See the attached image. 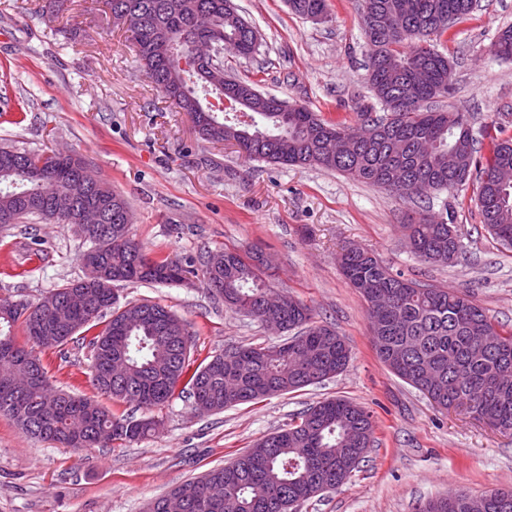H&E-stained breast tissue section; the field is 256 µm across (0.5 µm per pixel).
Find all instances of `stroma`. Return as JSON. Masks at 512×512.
<instances>
[{"label": "stroma", "mask_w": 512, "mask_h": 512, "mask_svg": "<svg viewBox=\"0 0 512 512\" xmlns=\"http://www.w3.org/2000/svg\"><path fill=\"white\" fill-rule=\"evenodd\" d=\"M45 0H0V146L66 150L84 159L129 203L130 237L149 252L201 261L222 248L258 249L275 266L273 291L303 301L351 348L342 373L298 392L203 414L186 395L158 409L159 432L127 446L73 450L34 439L0 417V512H144L146 502L224 465L288 423L307 404L343 397L369 410L375 444L343 486L302 512H415L428 498L512 489V436L466 411L437 408L377 358L364 298L337 263L342 247L369 249L393 270L464 290L495 324L512 328V250L482 222L476 183L429 194L431 214L457 225L458 263L432 266L408 249V205L383 189L315 168L249 162L202 139L185 113L147 77L125 26L100 0H67L46 23ZM258 32L259 53L224 58V70L257 90L355 125L374 105L361 0H329L325 19L291 11L288 0H231ZM437 48L453 65L455 91L438 99L484 129L512 137V60L490 52L512 27V0H479ZM90 247L73 225H0V298L36 301L83 274ZM120 302L149 299L188 321L196 361L238 344H276L260 322L225 307L198 279L120 283ZM41 359L60 390L92 395V363L71 346Z\"/></svg>", "instance_id": "1"}]
</instances>
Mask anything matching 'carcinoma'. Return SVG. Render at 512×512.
<instances>
[{"label":"carcinoma","instance_id":"1","mask_svg":"<svg viewBox=\"0 0 512 512\" xmlns=\"http://www.w3.org/2000/svg\"><path fill=\"white\" fill-rule=\"evenodd\" d=\"M110 14L127 16L136 54L156 88L192 120L197 133L236 147L241 157L284 166L315 167L381 188L408 204L417 199L399 192V181L421 180L434 191L464 186L448 172V151L459 154L468 176L478 177V207L490 233L512 248V183L503 184L497 172H512V137L490 138L486 163L478 150L466 112L436 106L453 86L448 57L434 41L452 24L472 15V0H362L364 35L376 37L378 50L367 64L368 82L378 104L359 113L356 129L322 118L302 105L285 106L273 97L254 95L238 114L208 107V98L235 92L249 82L179 69L175 61L197 34H227L224 51L238 57L257 54L252 30L226 0H104ZM302 16L324 13L328 0H289ZM491 52L512 59V28L498 36ZM79 157L55 152L32 153L0 147V224H27L34 219L72 223L53 205L51 183L72 190L66 176L80 166ZM41 168V180L23 176L22 167ZM103 205V221L110 228L92 241L100 262L111 277L107 287L88 274L48 291L38 302L0 298V416L34 438L63 448H107L132 443L156 432L160 421L136 419L85 395L62 393L51 400L40 386L22 394L9 391L12 369L25 363L47 376L39 345L38 318L49 320V306L65 302L81 291L95 308L87 319L82 311L74 329L53 334L51 347L78 344L86 349L94 388L114 404L134 403L149 412L168 403L180 391L195 410L221 412L226 408L291 393L315 384L295 363L292 344L306 343L321 351L319 381L336 376L351 360V349L331 326L315 320L313 310L290 296L288 304L270 309L264 295L272 271L260 257L238 249H223L224 266L184 264L168 255L144 252L130 237L117 234L131 224L125 198L100 180L76 196V207ZM407 245L422 261L453 263L463 253L456 226L428 213L403 225ZM348 284L363 298L370 289L393 295L385 311L368 310L378 358L399 379L430 402L453 400L474 419L502 434H512V332L506 334L464 291L438 288L395 272L368 250H343L339 258ZM201 280L212 295L232 310L259 322L276 311L283 313L289 336L267 346H231L234 366L224 367L225 354L212 356L191 368V350L182 336L187 321L149 300L118 304L112 285L120 282L181 283ZM483 328L486 341L473 339ZM123 345L128 363L124 380L104 375L112 348ZM372 415L342 398L320 401L277 431L261 438L234 460L184 482L173 492L185 495L187 512H224V491H232L239 512H290V504L306 503L320 495L311 483L336 476L349 458L367 455L375 442ZM463 493L432 499L418 512H466ZM486 512H512V491L488 492Z\"/></svg>","mask_w":512,"mask_h":512}]
</instances>
